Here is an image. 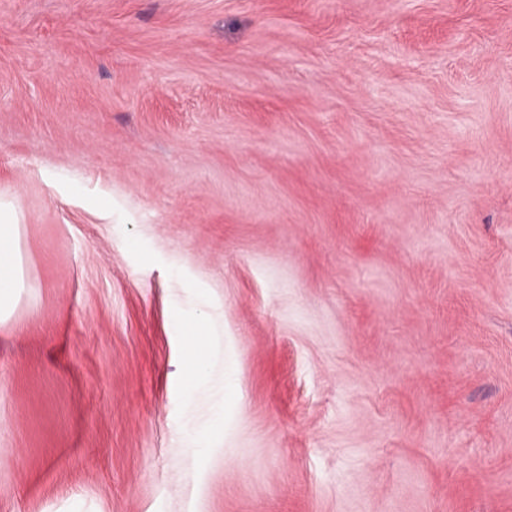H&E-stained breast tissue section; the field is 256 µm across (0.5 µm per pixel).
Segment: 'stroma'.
Segmentation results:
<instances>
[{"label": "stroma", "mask_w": 512, "mask_h": 512, "mask_svg": "<svg viewBox=\"0 0 512 512\" xmlns=\"http://www.w3.org/2000/svg\"><path fill=\"white\" fill-rule=\"evenodd\" d=\"M0 195V512H512V0H0ZM24 219L13 200L0 198V321L13 311L24 288L21 257L17 247L19 224ZM174 332L184 351L182 393L188 405L197 389L208 380L211 361L219 344L204 317L178 313ZM214 396L216 397L215 405L211 418L206 425L198 426L187 421L179 427L183 435L184 448L191 451L194 458L202 461L209 459L217 450L216 448H207L205 434L210 430L224 428V378L221 384L216 387Z\"/></svg>", "instance_id": "stroma-1"}]
</instances>
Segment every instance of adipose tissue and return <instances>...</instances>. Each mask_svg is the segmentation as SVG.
<instances>
[{"mask_svg": "<svg viewBox=\"0 0 512 512\" xmlns=\"http://www.w3.org/2000/svg\"><path fill=\"white\" fill-rule=\"evenodd\" d=\"M24 215L20 207L11 200L0 198V321L13 311L24 286L21 257L17 247L18 230ZM174 332L184 351L182 393L184 400H192L194 393L205 384L210 375L211 361L218 347L205 318L177 314ZM212 415L207 425L199 426L184 422L179 430L184 446L194 458L207 460L212 451L205 443L207 430L224 426V389L216 387Z\"/></svg>", "mask_w": 512, "mask_h": 512, "instance_id": "adipose-tissue-1", "label": "adipose tissue"}]
</instances>
